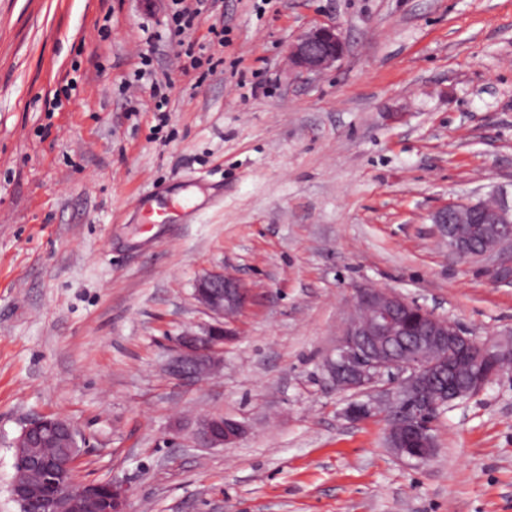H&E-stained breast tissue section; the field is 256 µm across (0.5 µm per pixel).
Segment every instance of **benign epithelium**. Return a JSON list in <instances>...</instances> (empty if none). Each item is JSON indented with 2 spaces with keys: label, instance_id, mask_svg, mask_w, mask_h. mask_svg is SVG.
<instances>
[{
  "label": "benign epithelium",
  "instance_id": "7a95c632",
  "mask_svg": "<svg viewBox=\"0 0 512 512\" xmlns=\"http://www.w3.org/2000/svg\"><path fill=\"white\" fill-rule=\"evenodd\" d=\"M344 47L337 26L316 25L289 45L288 58L297 73L319 74L342 58ZM432 220L448 239L450 255L459 260L476 255L483 259L481 270L488 282L512 285V191L502 186L487 199L448 203ZM194 295L215 323L176 338L166 371L187 383L223 365L224 344L235 336L230 324L246 302L244 288L222 272L199 277ZM355 299L364 315L346 323L336 357L326 359L325 367L340 389L370 396L367 402L351 403L349 417L367 418L383 402L394 404L397 423L387 429L388 446L400 457L426 461L435 452L431 423L439 409L463 395L482 392L512 362V340L480 342L457 321L437 316L391 289L358 288ZM411 309L421 315L413 328L403 320ZM459 355L474 370L440 399H429L428 382ZM244 431L240 421L211 415L197 423L193 441L199 448H222L234 444ZM76 442L77 431L59 416L39 417L22 428L13 442L10 484L20 512H27L32 503L42 504L41 512H127L128 493L120 482L108 481L110 491L105 493L100 481H77L78 459L69 453ZM38 471L53 479H32Z\"/></svg>",
  "mask_w": 512,
  "mask_h": 512
}]
</instances>
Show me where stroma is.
Wrapping results in <instances>:
<instances>
[{"label":"stroma","mask_w":512,"mask_h":512,"mask_svg":"<svg viewBox=\"0 0 512 512\" xmlns=\"http://www.w3.org/2000/svg\"><path fill=\"white\" fill-rule=\"evenodd\" d=\"M170 6L0 0V512H19L13 441L44 415L128 512H512V370L441 411L419 463L381 418L345 417L324 367L362 287L512 336V286L431 220L512 185V0H220L181 36ZM216 21L223 68L181 71ZM317 23L345 53L304 78L288 47ZM210 271L249 300L223 370L187 385L163 366L209 321ZM212 414L246 433L194 447Z\"/></svg>","instance_id":"stroma-1"}]
</instances>
